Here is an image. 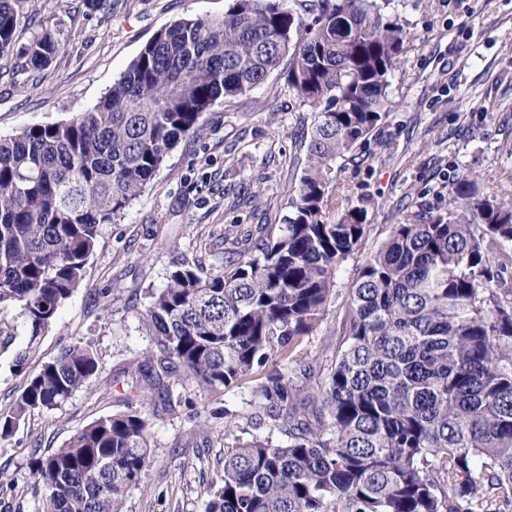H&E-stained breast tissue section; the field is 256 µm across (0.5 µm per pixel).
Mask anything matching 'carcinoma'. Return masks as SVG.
I'll use <instances>...</instances> for the list:
<instances>
[{"instance_id":"carcinoma-1","label":"carcinoma","mask_w":512,"mask_h":512,"mask_svg":"<svg viewBox=\"0 0 512 512\" xmlns=\"http://www.w3.org/2000/svg\"><path fill=\"white\" fill-rule=\"evenodd\" d=\"M234 0L221 18L159 29L98 103L0 139V305L16 304L29 344L80 287L99 226L119 220L177 144L220 99L244 96L288 60L312 111L307 164L282 224L229 245L221 270L182 258L140 313L154 350L135 388L172 407L170 380L204 391L255 372L248 413L224 408V468L207 512H507L512 507V200L458 181L420 206L356 268L335 363L283 362L323 321L368 207L335 215L336 164L387 116L407 32L391 0ZM31 0H0V54L32 71L64 50L29 24ZM28 34L23 44L20 35ZM88 344L26 376L0 412V438L58 408L97 372ZM151 453L136 409L101 416L64 446L35 450L41 512H123Z\"/></svg>"}]
</instances>
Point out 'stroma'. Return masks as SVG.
<instances>
[{
    "label": "stroma",
    "instance_id": "1",
    "mask_svg": "<svg viewBox=\"0 0 512 512\" xmlns=\"http://www.w3.org/2000/svg\"><path fill=\"white\" fill-rule=\"evenodd\" d=\"M232 0H34L37 24L59 31L66 50L45 71L22 73L0 56V136L51 124L92 107L156 31L181 18H217ZM408 33L391 79L388 116L339 162L346 199L371 202L367 238L344 263L324 319L292 356L331 363L345 334L346 303L357 266L384 242L405 212L442 206L460 177L484 194L512 197V0H393ZM311 110L283 72L247 96L217 102L200 135L182 141L120 222L101 225L81 286L37 341L16 307H0V409L20 394L26 372L75 342L92 344L98 370L51 411H35L0 439V512H36L27 460L61 447L104 415L142 409L152 453L124 512H206L204 487L224 467L220 410L249 408L259 374L202 391L172 384L178 402L141 405L131 384L151 338L139 321L148 289H159L183 256L205 272L224 264L223 235L233 224H278L307 160L302 134ZM24 368H17L19 352Z\"/></svg>",
    "mask_w": 512,
    "mask_h": 512
}]
</instances>
